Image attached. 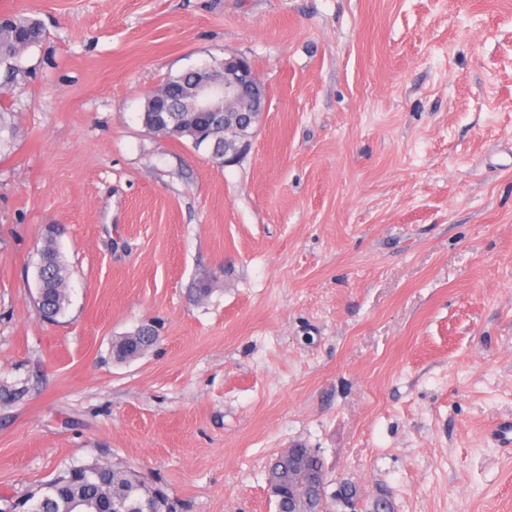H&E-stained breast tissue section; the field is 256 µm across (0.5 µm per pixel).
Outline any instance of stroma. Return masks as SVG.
I'll return each mask as SVG.
<instances>
[{"instance_id": "obj_1", "label": "stroma", "mask_w": 512, "mask_h": 512, "mask_svg": "<svg viewBox=\"0 0 512 512\" xmlns=\"http://www.w3.org/2000/svg\"><path fill=\"white\" fill-rule=\"evenodd\" d=\"M48 31L0 103V494L120 462L186 512H275L321 456L372 512H512V0H0ZM250 59L249 152L140 115ZM71 303L35 309L47 225ZM155 322L129 362L113 339ZM193 69L189 68L176 75H169L162 85L154 91L153 94L147 96L143 112L141 114L142 121L145 119L150 123H159L156 133L163 136H169L175 139L191 137L185 131H179V127L191 121L194 113L191 112L194 104L191 86L194 84ZM182 91L181 96L177 92ZM171 93L172 104L169 107L173 112H144L149 111L154 96H163ZM201 133L196 134L197 142L195 144L196 147H199L203 143L210 142L212 143V154L211 158L212 160L218 164L221 165V160L224 157V165H230L235 162H237L243 155H245L251 145L250 137H247L243 139L239 146L236 148L234 152L227 155V153L224 151V125L223 126H217L215 129L206 128L204 135L199 138ZM275 457L268 466V484L277 491L274 497L276 512H289L288 501L293 504L290 511H295V503L299 500L307 501L308 497L314 494L320 480L318 476L311 472L306 463V451L304 448H288ZM288 458V468L287 459ZM290 471H296L300 475V482L296 485L297 479L288 475ZM295 487L292 495L288 496V487Z\"/></svg>"}]
</instances>
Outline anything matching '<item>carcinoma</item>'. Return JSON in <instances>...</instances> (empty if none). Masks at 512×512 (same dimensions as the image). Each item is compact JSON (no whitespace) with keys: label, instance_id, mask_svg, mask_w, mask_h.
Wrapping results in <instances>:
<instances>
[{"label":"carcinoma","instance_id":"obj_1","mask_svg":"<svg viewBox=\"0 0 512 512\" xmlns=\"http://www.w3.org/2000/svg\"><path fill=\"white\" fill-rule=\"evenodd\" d=\"M47 37L41 22L22 13H6L0 21V89L13 85L19 75L25 73V54L39 46ZM193 69L170 75L162 85L147 96L141 119L157 123V133L175 139L188 137L179 127L191 121L194 99ZM212 143L211 158L221 164L224 157V127L205 129L196 145ZM58 229L45 228L40 249L39 264L43 266L41 284L42 299L38 314L54 322L64 314L70 304L68 282L70 269L57 245ZM157 342L155 329L150 324L137 327L134 332L121 336L112 343V355L119 362L134 360L148 352ZM24 382L0 384V404H12L24 398ZM288 454L274 458L268 466V484L276 490V512H288V488L295 487L296 478L288 474ZM49 482L54 490L36 499L21 501L17 512H142V502L150 498L154 512H178L176 505L163 488L147 482L118 463H100V471L89 470L81 465H69L60 469ZM338 498L327 491L317 492L308 512H336Z\"/></svg>","mask_w":512,"mask_h":512}]
</instances>
